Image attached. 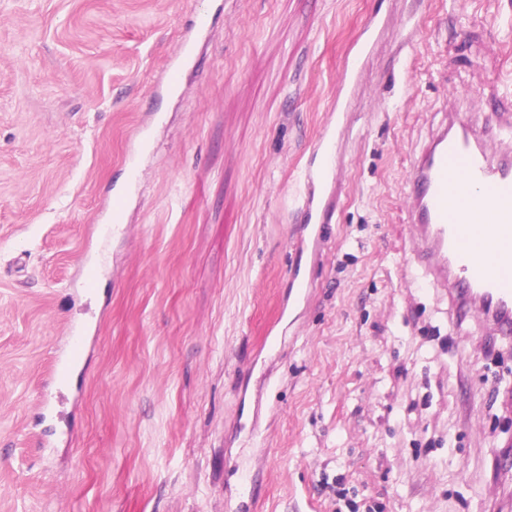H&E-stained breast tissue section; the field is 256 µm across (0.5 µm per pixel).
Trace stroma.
<instances>
[{"label": "stroma", "mask_w": 512, "mask_h": 512, "mask_svg": "<svg viewBox=\"0 0 512 512\" xmlns=\"http://www.w3.org/2000/svg\"><path fill=\"white\" fill-rule=\"evenodd\" d=\"M493 87L512 95V0H0V512H336L337 474L374 512H499L512 339L404 266L411 164L449 96ZM340 111L334 215L303 258L310 146ZM299 264L314 287L256 417L246 372ZM71 323L83 371L53 389Z\"/></svg>", "instance_id": "stroma-1"}]
</instances>
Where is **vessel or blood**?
I'll list each match as a JSON object with an SVG mask.
<instances>
[{
    "mask_svg": "<svg viewBox=\"0 0 512 512\" xmlns=\"http://www.w3.org/2000/svg\"><path fill=\"white\" fill-rule=\"evenodd\" d=\"M487 128L450 120L414 161L408 178L410 222L420 233L418 258L427 283L464 301L460 318L492 317L496 332L512 335V151L492 154ZM332 127L314 143L306 191L298 206L306 235L297 250L316 245L334 208L330 166ZM70 342L51 365L49 379L72 383L83 358L81 331L68 326Z\"/></svg>",
    "mask_w": 512,
    "mask_h": 512,
    "instance_id": "vessel-or-blood-1",
    "label": "vessel or blood"
}]
</instances>
